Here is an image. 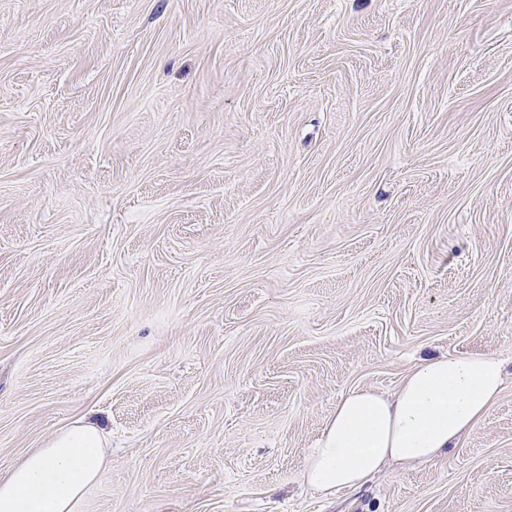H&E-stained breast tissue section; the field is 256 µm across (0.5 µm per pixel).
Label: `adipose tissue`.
Segmentation results:
<instances>
[{
  "mask_svg": "<svg viewBox=\"0 0 512 512\" xmlns=\"http://www.w3.org/2000/svg\"><path fill=\"white\" fill-rule=\"evenodd\" d=\"M503 363L488 353L424 357L387 396L356 387L343 395L308 455L303 480L324 495L359 488L385 464L415 469L439 458L497 401ZM106 430L76 421L0 475V512H77L101 480Z\"/></svg>",
  "mask_w": 512,
  "mask_h": 512,
  "instance_id": "adipose-tissue-1",
  "label": "adipose tissue"
}]
</instances>
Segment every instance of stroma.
<instances>
[{"label":"stroma","mask_w":512,"mask_h":512,"mask_svg":"<svg viewBox=\"0 0 512 512\" xmlns=\"http://www.w3.org/2000/svg\"><path fill=\"white\" fill-rule=\"evenodd\" d=\"M454 352L455 448L304 484ZM84 416L77 512H512V0H0V472ZM503 363L488 353L424 357L387 396L356 387L336 403L303 480L326 496L359 488L387 463L416 469L439 458L497 401Z\"/></svg>","instance_id":"stroma-1"}]
</instances>
